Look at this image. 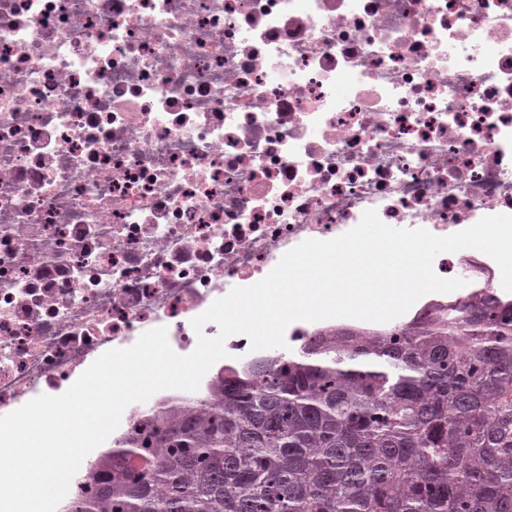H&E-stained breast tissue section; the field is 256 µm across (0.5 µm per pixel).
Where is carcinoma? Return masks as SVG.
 <instances>
[{
	"mask_svg": "<svg viewBox=\"0 0 512 512\" xmlns=\"http://www.w3.org/2000/svg\"><path fill=\"white\" fill-rule=\"evenodd\" d=\"M95 469L69 512H512V301L226 367Z\"/></svg>",
	"mask_w": 512,
	"mask_h": 512,
	"instance_id": "obj_1",
	"label": "carcinoma"
}]
</instances>
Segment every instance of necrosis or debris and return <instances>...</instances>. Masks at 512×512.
I'll return each instance as SVG.
<instances>
[{
	"mask_svg": "<svg viewBox=\"0 0 512 512\" xmlns=\"http://www.w3.org/2000/svg\"><path fill=\"white\" fill-rule=\"evenodd\" d=\"M368 209L512 214V0H0V416Z\"/></svg>",
	"mask_w": 512,
	"mask_h": 512,
	"instance_id": "necrosis-or-debris-1",
	"label": "necrosis or debris"
}]
</instances>
